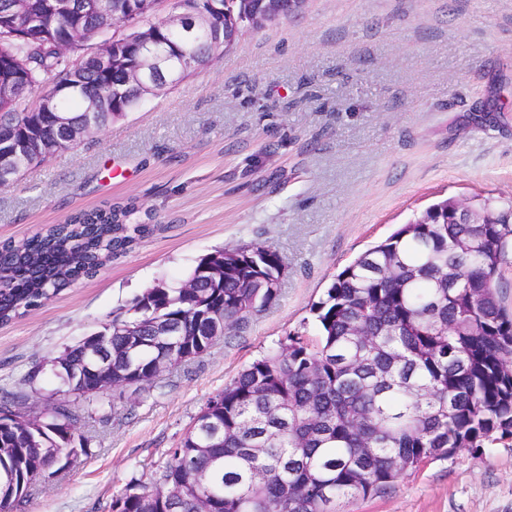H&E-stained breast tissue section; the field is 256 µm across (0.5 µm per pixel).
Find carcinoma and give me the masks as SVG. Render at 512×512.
Segmentation results:
<instances>
[{"instance_id": "carcinoma-1", "label": "carcinoma", "mask_w": 512, "mask_h": 512, "mask_svg": "<svg viewBox=\"0 0 512 512\" xmlns=\"http://www.w3.org/2000/svg\"><path fill=\"white\" fill-rule=\"evenodd\" d=\"M0 0V67L14 76L13 97L0 100V132L50 138L44 96L67 83L64 102L77 125L102 128L139 102L125 71L109 75L71 45L54 40L95 18L7 16ZM173 60L150 73L157 90L185 75L175 58L204 62L224 45L176 33L148 17ZM121 83L120 98L100 87ZM463 208L481 223L459 224ZM134 202L79 213L21 241L0 242V323L42 306L62 287L97 274L150 231L130 224ZM512 252V204L476 194L448 198L359 255L336 274L313 306L319 334H288L277 351L254 360L211 397L150 482L132 480L111 512H343L341 505L385 492L399 476L463 448L512 439V313L497 293ZM224 260V274L204 269ZM281 257L259 244L219 250L201 260L186 283H159L136 296L94 332L112 351V384L146 388L164 366L206 353L243 330L253 313L280 295ZM61 370L80 369L58 392L96 396L102 377L91 345L63 353ZM44 422L0 396V512L19 503L66 450L78 416L65 404ZM180 486L171 502L159 488Z\"/></svg>"}]
</instances>
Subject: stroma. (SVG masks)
Listing matches in <instances>:
<instances>
[{
	"label": "stroma",
	"mask_w": 512,
	"mask_h": 512,
	"mask_svg": "<svg viewBox=\"0 0 512 512\" xmlns=\"http://www.w3.org/2000/svg\"><path fill=\"white\" fill-rule=\"evenodd\" d=\"M512 201V0H305L161 95L0 186V241L115 202L151 231L0 324V389L56 398L50 362L158 283L253 243L279 299L150 388L76 399L75 452L18 512H110L206 402L290 333L355 257L449 197ZM344 512H512V442L434 459Z\"/></svg>",
	"instance_id": "1"
}]
</instances>
